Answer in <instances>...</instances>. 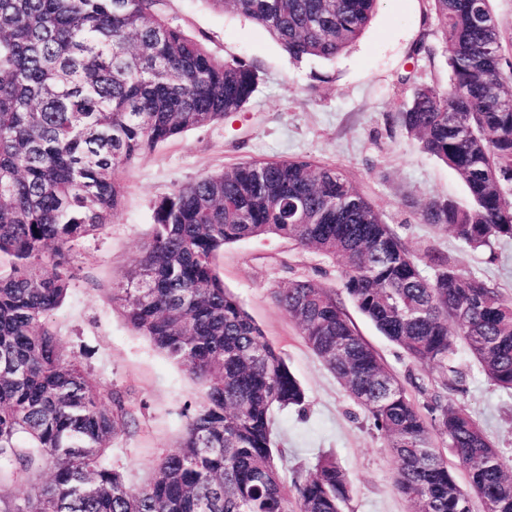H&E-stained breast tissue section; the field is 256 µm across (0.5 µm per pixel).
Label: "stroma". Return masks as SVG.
I'll return each instance as SVG.
<instances>
[{
    "label": "stroma",
    "instance_id": "35a3bbf8",
    "mask_svg": "<svg viewBox=\"0 0 512 512\" xmlns=\"http://www.w3.org/2000/svg\"><path fill=\"white\" fill-rule=\"evenodd\" d=\"M158 10L216 59L256 66L261 80L242 111L139 157L123 176L125 193L112 222L73 245L75 277L51 322L88 378L121 393L135 415L136 427L115 436L108 455L109 464L121 467L135 485L159 456L177 449L187 411L201 398L193 376L134 332L112 304L113 288L125 282L152 232L156 206L176 184L260 159L307 158L338 166L418 257L423 276L433 277L431 258L443 255L512 302V239L473 249L446 227L420 218L431 203L467 200L456 174L398 121L415 84H448L430 0H379L360 39L333 61H295L265 29L208 0H160ZM217 269L307 394L304 408L276 414L284 475L330 454L351 483L344 512H410L394 486L398 463L385 439L273 298L296 281L341 288V262L268 236L226 245ZM344 307L410 398L425 407L427 397L418 387L438 379L439 369L415 365L352 302ZM455 365L461 378L449 401L464 407L512 460V393L493 386L466 350H458Z\"/></svg>",
    "mask_w": 512,
    "mask_h": 512
}]
</instances>
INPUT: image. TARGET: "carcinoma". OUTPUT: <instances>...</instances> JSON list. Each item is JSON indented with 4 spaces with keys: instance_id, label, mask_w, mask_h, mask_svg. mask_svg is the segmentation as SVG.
Wrapping results in <instances>:
<instances>
[{
    "instance_id": "carcinoma-1",
    "label": "carcinoma",
    "mask_w": 512,
    "mask_h": 512,
    "mask_svg": "<svg viewBox=\"0 0 512 512\" xmlns=\"http://www.w3.org/2000/svg\"><path fill=\"white\" fill-rule=\"evenodd\" d=\"M264 28L299 61L334 60L377 0H207ZM448 86L420 84L398 120L451 168L468 202L421 210L472 248L512 238V46L489 0H430ZM159 0H0V483L51 476L0 512H341L333 456L287 483L274 410L306 395L216 266L224 245L278 236L343 262L342 291L421 367L442 369L429 416L360 335L339 292L297 281L274 293L300 334L381 433L411 512H512V464L448 401L464 346L512 391V304L448 259L422 276L414 255L340 168L253 160L176 186L158 205L128 283L112 289L130 327L202 386L179 448L130 485L104 462L135 424L123 396L92 383L50 324L71 280V245L110 223L141 155L249 102L259 70L220 61L156 11ZM453 329H448V325ZM448 438L459 485L436 439Z\"/></svg>"
}]
</instances>
